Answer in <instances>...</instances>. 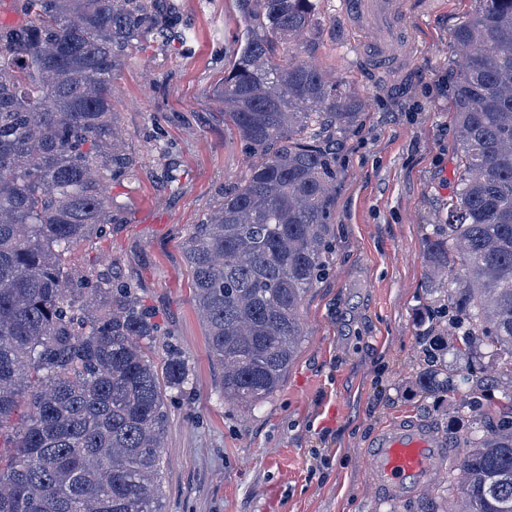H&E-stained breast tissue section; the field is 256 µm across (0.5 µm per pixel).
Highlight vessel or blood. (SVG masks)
Returning a JSON list of instances; mask_svg holds the SVG:
<instances>
[{"mask_svg": "<svg viewBox=\"0 0 512 512\" xmlns=\"http://www.w3.org/2000/svg\"><path fill=\"white\" fill-rule=\"evenodd\" d=\"M350 22L359 31L376 33L378 57L394 80L406 69L415 44L405 28V0H349ZM449 450L432 427L414 420L393 422L379 430L367 458L374 485L385 497L405 500L427 487L442 470Z\"/></svg>", "mask_w": 512, "mask_h": 512, "instance_id": "b4317fda", "label": "vessel or blood"}]
</instances>
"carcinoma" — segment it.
<instances>
[{"label":"carcinoma","mask_w":512,"mask_h":512,"mask_svg":"<svg viewBox=\"0 0 512 512\" xmlns=\"http://www.w3.org/2000/svg\"><path fill=\"white\" fill-rule=\"evenodd\" d=\"M160 0H15L0 26V429L30 392L24 426L0 447V512H164L167 403L190 373L169 345L158 374L144 346L156 313L117 266L71 258L113 220L112 182L136 161L117 124L122 52L162 30ZM224 116L255 158L185 246L194 303L224 400L253 407L295 360L302 300L325 271L336 144L362 101L297 47L318 0H236ZM453 30L459 177L425 239L447 312L431 358L453 350L512 367V0H475ZM470 375L435 364L418 379L455 393ZM458 495L426 512H512V418H473Z\"/></svg>","instance_id":"obj_1"}]
</instances>
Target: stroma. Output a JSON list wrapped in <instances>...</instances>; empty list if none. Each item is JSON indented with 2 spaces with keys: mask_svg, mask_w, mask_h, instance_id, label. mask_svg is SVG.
I'll return each mask as SVG.
<instances>
[{
  "mask_svg": "<svg viewBox=\"0 0 512 512\" xmlns=\"http://www.w3.org/2000/svg\"><path fill=\"white\" fill-rule=\"evenodd\" d=\"M162 32L129 46L114 83L118 122L137 177L112 186L120 207L94 245L74 246L84 273L118 262L151 306L193 378L173 402L162 450L164 512H423L442 504L445 483L385 501L367 469L377 431L405 418L463 442L468 410L456 396L417 384L434 300L424 240L458 181L449 86L451 33L474 0H427L410 15L418 46L393 90L358 69L361 40L343 0H320L300 46L310 61L364 99L359 127L336 151L332 252L300 307L303 338L280 390L257 407L225 403L192 300L185 244L250 154L224 118V75L241 22L236 0H177Z\"/></svg>",
  "mask_w": 512,
  "mask_h": 512,
  "instance_id": "1",
  "label": "stroma"
}]
</instances>
